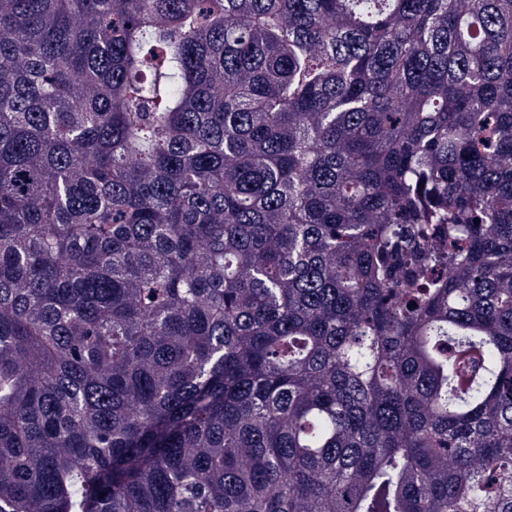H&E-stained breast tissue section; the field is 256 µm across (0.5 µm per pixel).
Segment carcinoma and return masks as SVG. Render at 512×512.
Here are the masks:
<instances>
[{"mask_svg": "<svg viewBox=\"0 0 512 512\" xmlns=\"http://www.w3.org/2000/svg\"><path fill=\"white\" fill-rule=\"evenodd\" d=\"M0 512H512V0H0Z\"/></svg>", "mask_w": 512, "mask_h": 512, "instance_id": "carcinoma-1", "label": "carcinoma"}]
</instances>
